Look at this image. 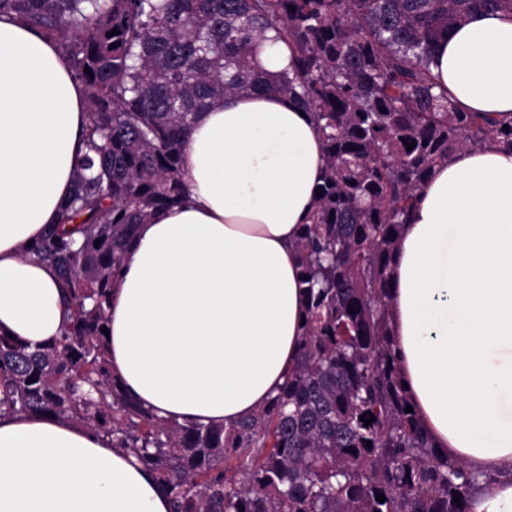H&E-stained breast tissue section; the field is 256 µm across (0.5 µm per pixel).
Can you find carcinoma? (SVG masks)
<instances>
[{
    "instance_id": "carcinoma-1",
    "label": "carcinoma",
    "mask_w": 512,
    "mask_h": 512,
    "mask_svg": "<svg viewBox=\"0 0 512 512\" xmlns=\"http://www.w3.org/2000/svg\"><path fill=\"white\" fill-rule=\"evenodd\" d=\"M485 10L512 15V0H0V15L60 45L88 116L74 192L30 249L56 267L72 321L42 345L0 334V408L110 437L153 473L173 512H469L492 476L440 455L406 411L391 279L401 226L435 168L490 139L512 149L511 119L457 111L429 69L448 31ZM269 30L294 49L289 74L255 59ZM264 92L301 103L325 148L296 243L298 367L228 428L161 420L110 371L112 289L136 225L184 198L196 114Z\"/></svg>"
}]
</instances>
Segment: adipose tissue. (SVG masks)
<instances>
[{"label": "adipose tissue", "instance_id": "obj_1", "mask_svg": "<svg viewBox=\"0 0 512 512\" xmlns=\"http://www.w3.org/2000/svg\"><path fill=\"white\" fill-rule=\"evenodd\" d=\"M431 71L461 112L512 117V17L478 14ZM88 133L59 46L0 16V332L32 344L70 319L56 269L29 249L73 192ZM324 164L295 99L230 95L197 114L183 201L138 225L112 291L113 375L143 407L230 425L297 368L296 242ZM392 327L409 398L435 448L492 474L471 512H512V150L495 141L436 168L402 227ZM0 512H171L154 476L70 420L0 417Z\"/></svg>", "mask_w": 512, "mask_h": 512}]
</instances>
